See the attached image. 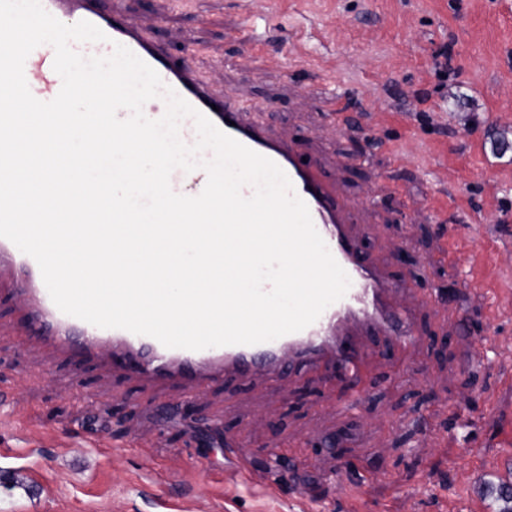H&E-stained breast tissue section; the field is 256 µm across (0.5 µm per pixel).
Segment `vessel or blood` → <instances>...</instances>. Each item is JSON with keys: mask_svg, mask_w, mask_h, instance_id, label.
I'll use <instances>...</instances> for the list:
<instances>
[{"mask_svg": "<svg viewBox=\"0 0 512 512\" xmlns=\"http://www.w3.org/2000/svg\"><path fill=\"white\" fill-rule=\"evenodd\" d=\"M41 2L55 18L85 20L106 34L103 42L74 43L76 52L86 57L107 56L114 44L124 45L219 129L278 165L295 194L307 204L316 230L351 284L340 300L301 331L254 345L199 351L168 348L153 337L100 328L61 312L50 298L36 261L8 239L0 238V265H14L27 284L25 328L31 339L70 352L78 363L87 358L101 359L147 381L175 383L188 397L228 375L244 380L259 376L273 384L289 367L316 371L324 380L355 377L366 359L379 352L380 342L401 351L413 348L418 334L411 306L396 304L397 282L363 253L354 228V211L341 187L328 181L318 164L304 158L297 140L274 135L265 124L245 119L236 97L214 94L190 64L172 60L161 44L146 37L120 10L103 13L96 0ZM267 32L264 16L246 15L241 46L253 62H270L265 53ZM54 57L53 47L44 44L25 61L29 89L45 102L53 100L62 87V79L53 68Z\"/></svg>", "mask_w": 512, "mask_h": 512, "instance_id": "b4317fda", "label": "vessel or blood"}]
</instances>
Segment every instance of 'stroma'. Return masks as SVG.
Segmentation results:
<instances>
[{
  "label": "stroma",
  "instance_id": "35a3bbf8",
  "mask_svg": "<svg viewBox=\"0 0 512 512\" xmlns=\"http://www.w3.org/2000/svg\"><path fill=\"white\" fill-rule=\"evenodd\" d=\"M190 62L216 94L258 108L301 138L359 210L361 246L415 307L414 349L371 356L370 389L342 411L332 388L285 372L193 400L101 360L25 335L19 282L0 271V512H343L336 460L372 473L353 512H501L498 466L512 463V0H99ZM269 18L265 67L243 58L246 13ZM451 48L447 79L436 56ZM357 112L337 127L328 104ZM455 230L447 261L442 225ZM462 309L465 320L454 317ZM501 346L487 352V340ZM192 404L194 417L183 413ZM470 418L454 420L456 410ZM246 443L250 477L224 461ZM307 443L314 467L270 478L275 443ZM484 474L478 502L460 494Z\"/></svg>",
  "mask_w": 512,
  "mask_h": 512
}]
</instances>
